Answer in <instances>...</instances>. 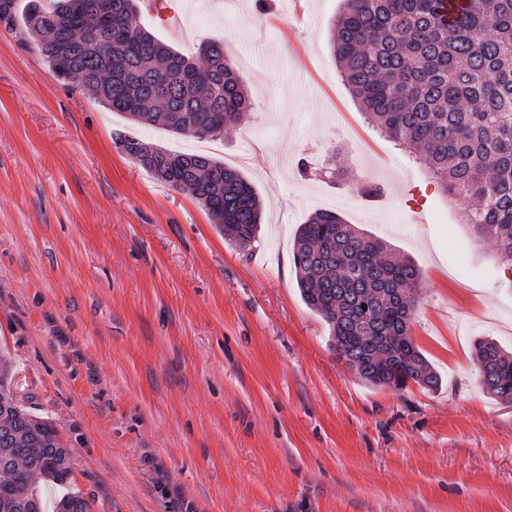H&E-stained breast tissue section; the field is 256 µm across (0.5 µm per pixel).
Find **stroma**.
Segmentation results:
<instances>
[{"label": "stroma", "instance_id": "35a3bbf8", "mask_svg": "<svg viewBox=\"0 0 512 512\" xmlns=\"http://www.w3.org/2000/svg\"><path fill=\"white\" fill-rule=\"evenodd\" d=\"M137 0L187 56L216 41L253 109L217 139L143 140L236 167L258 242L225 241L184 191L114 141L121 114L54 78L0 23V351L15 398L70 450L92 512H512V405L482 386L474 342L512 352V271L424 163L341 81V0ZM338 167L340 178L299 174ZM384 186L369 202L357 190ZM410 258V335L437 390L376 387L303 302L297 228L316 211Z\"/></svg>", "mask_w": 512, "mask_h": 512}]
</instances>
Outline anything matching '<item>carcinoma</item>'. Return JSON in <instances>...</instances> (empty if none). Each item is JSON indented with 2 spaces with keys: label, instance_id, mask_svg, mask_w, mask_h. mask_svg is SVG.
I'll list each match as a JSON object with an SVG mask.
<instances>
[{
  "label": "carcinoma",
  "instance_id": "1",
  "mask_svg": "<svg viewBox=\"0 0 512 512\" xmlns=\"http://www.w3.org/2000/svg\"><path fill=\"white\" fill-rule=\"evenodd\" d=\"M331 45L342 80L368 119L392 141L418 152L455 199L476 207L462 220L490 235L512 267V0H343ZM16 0H0V22L15 27ZM21 40L33 43L52 76L73 79L104 107L125 116L117 144L156 180L189 191L236 245L255 241L260 200L223 160L173 152L135 129L222 138L252 99L219 42L186 57L141 27L136 0H29ZM305 304L327 323L338 358L374 385L440 378L410 336L420 271L387 243L319 210L293 248ZM486 391L512 402V354L479 339L473 352ZM9 360L0 354V512H91L78 492L53 499L37 479L66 483L69 450L55 425L18 405Z\"/></svg>",
  "mask_w": 512,
  "mask_h": 512
}]
</instances>
